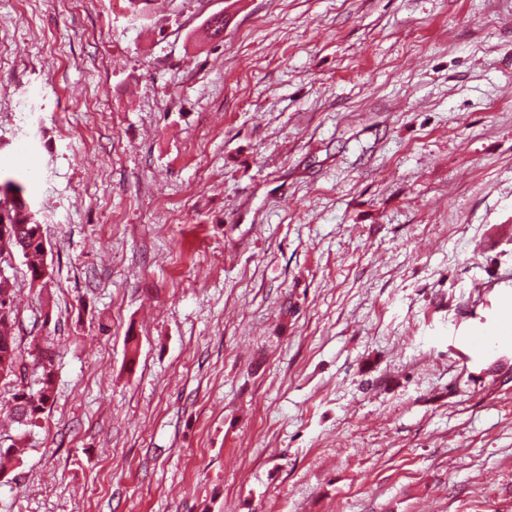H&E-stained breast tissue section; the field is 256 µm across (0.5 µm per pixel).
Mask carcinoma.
<instances>
[{
    "label": "carcinoma",
    "instance_id": "obj_1",
    "mask_svg": "<svg viewBox=\"0 0 512 512\" xmlns=\"http://www.w3.org/2000/svg\"><path fill=\"white\" fill-rule=\"evenodd\" d=\"M11 225L10 251L0 247V259L19 252L25 259L28 281L42 280L44 242L42 225L34 219L22 186L12 179L0 182V221ZM20 312L14 304V289L0 288V381L12 385L10 415L22 426H34L44 415L54 393L53 368L39 366L34 383H25L23 337L19 334Z\"/></svg>",
    "mask_w": 512,
    "mask_h": 512
}]
</instances>
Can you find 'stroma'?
I'll use <instances>...</instances> for the list:
<instances>
[{"instance_id": "35a3bbf8", "label": "stroma", "mask_w": 512, "mask_h": 512, "mask_svg": "<svg viewBox=\"0 0 512 512\" xmlns=\"http://www.w3.org/2000/svg\"><path fill=\"white\" fill-rule=\"evenodd\" d=\"M0 177V512H512V0H0ZM2 196L5 202L2 201ZM2 220L11 225L13 239L9 246L14 253L20 252L27 266L30 287L42 278L44 252L42 250V225L34 219L30 203L23 196L22 186L12 179L0 182V226ZM50 278L48 275L41 283ZM5 288H0V381L12 385V405L10 415L22 426H35L44 415L54 393V364L39 365L41 373L33 383H26V368L23 349V336L19 334L20 312L14 304L15 288L6 278L2 280ZM0 281V287L2 285ZM5 310V313H2ZM17 371L20 375H17ZM20 380V381H19ZM512 321H501L499 325L482 330L480 333L470 336L469 347L475 352H484L491 347L493 342L501 339H512Z\"/></svg>"}]
</instances>
